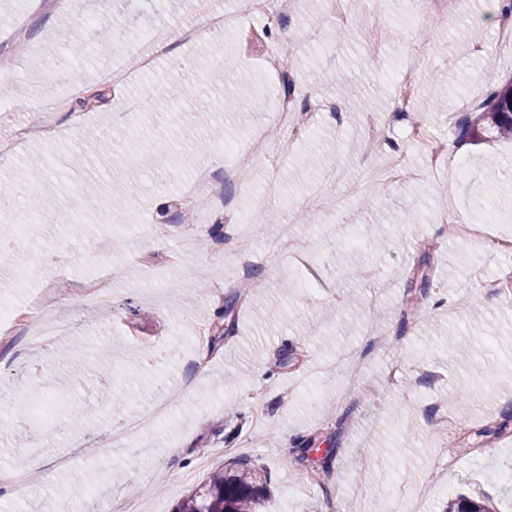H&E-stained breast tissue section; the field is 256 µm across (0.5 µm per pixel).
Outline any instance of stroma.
Listing matches in <instances>:
<instances>
[{"label":"stroma","instance_id":"35a3bbf8","mask_svg":"<svg viewBox=\"0 0 512 512\" xmlns=\"http://www.w3.org/2000/svg\"><path fill=\"white\" fill-rule=\"evenodd\" d=\"M213 2L84 0L76 14L69 0H0V42L21 26L31 45L11 71H0V86L14 89L0 107V139L29 122L30 102L107 94L103 106L83 111L79 125L59 112L58 141L33 136L0 160V184L26 178L42 187L0 199V297L19 307L45 281H57L43 313L67 328L41 345L29 324L15 325L13 347L0 356V469L30 476L22 498L0 487V512H68L74 500L84 512H101L109 500L172 512L232 460L267 475L260 512H329L335 501L352 512L375 505L380 512H439L455 492L512 512V481L502 477L512 472V304L473 286L512 277V254L476 239L451 241L439 222L457 206L485 224L488 157L499 161V190L512 194V141L478 142L462 131L490 88L512 79V49L498 44L495 27L473 34L485 0H456L445 16L419 13L416 0H385V45L376 58L365 47L368 0H344L343 27L323 14L321 0H301L285 20H246V29L300 37L289 71L298 119L314 122L296 137H272L247 181L224 146H243L256 130L270 134L274 74L263 47L245 33L194 45L172 36L178 71L144 75L132 65L123 83L107 80L121 48H134L157 24L194 20ZM98 17L115 23V47L99 43ZM65 25L91 52L74 57L60 38ZM217 57L228 84L208 77ZM68 61L79 79L64 70ZM408 66L420 97L436 102L430 111L392 109L394 81ZM186 83L195 97L176 100L175 89ZM146 86L148 111L115 110ZM312 96L334 112L307 115ZM377 117L389 145L362 150L364 130ZM416 127L425 138L410 137ZM159 142L166 145L160 152ZM436 143L448 155L429 169L425 153ZM388 151L408 160L396 181L359 196L348 186L315 194L327 169L343 168L357 182ZM207 173L224 180L221 213L231 235L196 246L195 283L147 299V289L170 286L169 260L191 230L183 197ZM307 203L313 216L297 224V248L262 260V236L273 225L265 214L284 224ZM106 212L124 278L108 306H87L80 286L98 270L85 248ZM241 253L258 260L259 283L248 291L237 272ZM419 267L430 286L414 303L408 285ZM228 301L237 329L216 343L208 327ZM377 335L386 345L374 344ZM72 342L89 353L68 393L93 414L63 435L47 417L20 425L31 387L55 380ZM261 369L267 375L260 379ZM181 379L194 389L174 417L127 447H103L130 389L146 404ZM445 414L475 426L489 449L449 474L440 465L457 444ZM304 441L310 452L300 451ZM77 445L83 453H74ZM28 448L41 451L33 470ZM63 456L68 466H54Z\"/></svg>","mask_w":512,"mask_h":512}]
</instances>
